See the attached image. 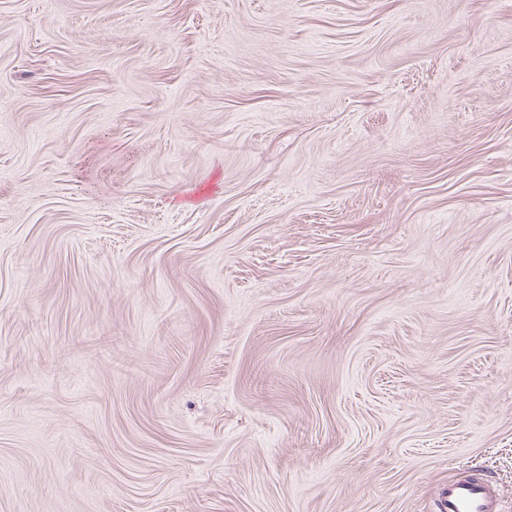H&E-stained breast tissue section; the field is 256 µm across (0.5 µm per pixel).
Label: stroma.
<instances>
[{
	"label": "stroma",
	"mask_w": 512,
	"mask_h": 512,
	"mask_svg": "<svg viewBox=\"0 0 512 512\" xmlns=\"http://www.w3.org/2000/svg\"><path fill=\"white\" fill-rule=\"evenodd\" d=\"M512 512V0H0V512ZM482 477H456L448 481L440 504L443 512H499L500 498Z\"/></svg>",
	"instance_id": "stroma-1"
}]
</instances>
